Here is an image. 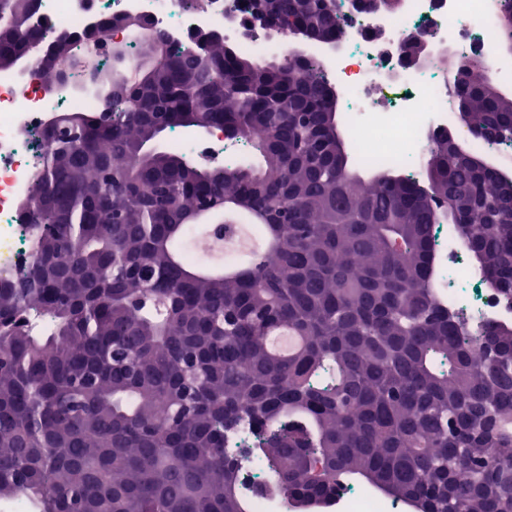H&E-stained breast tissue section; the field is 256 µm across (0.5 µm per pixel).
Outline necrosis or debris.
I'll return each instance as SVG.
<instances>
[{
  "label": "necrosis or debris",
  "mask_w": 512,
  "mask_h": 512,
  "mask_svg": "<svg viewBox=\"0 0 512 512\" xmlns=\"http://www.w3.org/2000/svg\"><path fill=\"white\" fill-rule=\"evenodd\" d=\"M39 14L54 28L72 32L101 20L97 56L102 80L112 78L106 50L116 35L104 26L108 17L128 14L150 18L173 40L186 42L189 33H223L245 53L288 55L294 48L291 33H269L254 24L241 0H206L201 10L185 8L182 0H35ZM345 34L337 50L307 46L309 55L324 64L327 78L341 93L345 129L358 162L365 167L395 164L401 156L415 158L409 173L422 179L418 165L436 131L449 124L452 74L430 63L413 72L400 68V47L423 40L458 58L485 59L500 73L495 32L494 0H403L396 11H354L349 0H336ZM94 98L61 92L35 77L0 73V277L10 275L27 256L28 228L19 212V200L31 188L42 158L38 144L51 111L95 108ZM257 227L228 224L222 238L198 240L192 256L212 262L215 251L232 260L246 241L257 239ZM433 251L439 268L440 297L451 313L470 325L512 322V298L492 288L483 268L467 247L451 235L447 225L434 229ZM336 507L343 512H401V503L378 496L356 483L341 486Z\"/></svg>",
  "instance_id": "1"
}]
</instances>
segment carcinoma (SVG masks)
Returning a JSON list of instances; mask_svg holds the SVG:
<instances>
[{"label": "carcinoma", "mask_w": 512, "mask_h": 512, "mask_svg": "<svg viewBox=\"0 0 512 512\" xmlns=\"http://www.w3.org/2000/svg\"><path fill=\"white\" fill-rule=\"evenodd\" d=\"M497 31L512 40V0ZM273 31L339 41L336 0H265ZM34 0H0V58L71 89L98 84L88 52L45 41ZM110 80L112 117L67 112L42 136L29 261L0 278V501L36 512H249L226 435L288 505L357 479L415 512H512V323L478 330L436 294L432 228L448 224L512 297V196L431 137L429 192L396 167L352 164L315 62L283 67L222 39L140 41ZM66 55L59 72L45 54ZM469 83L467 125L512 132V107ZM230 124L261 161L214 173L157 128ZM248 201L266 250L191 262L209 197ZM300 338L287 357L267 336ZM497 349L498 362L487 361Z\"/></svg>", "instance_id": "1"}]
</instances>
